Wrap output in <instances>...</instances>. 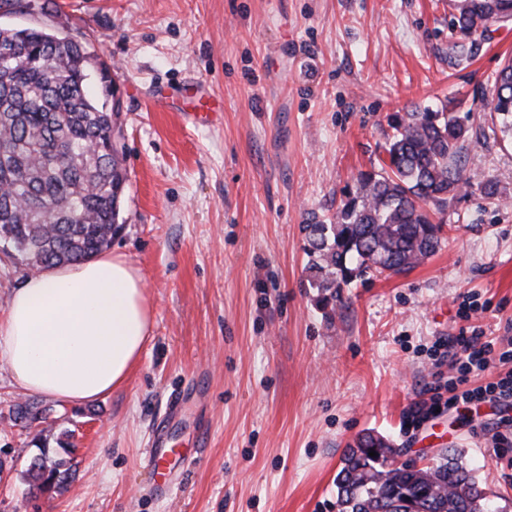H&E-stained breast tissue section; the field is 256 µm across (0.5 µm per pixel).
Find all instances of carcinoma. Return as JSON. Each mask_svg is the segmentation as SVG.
Returning <instances> with one entry per match:
<instances>
[{"mask_svg":"<svg viewBox=\"0 0 512 512\" xmlns=\"http://www.w3.org/2000/svg\"><path fill=\"white\" fill-rule=\"evenodd\" d=\"M448 65L476 48L474 36L512 21V0H454ZM76 39L33 27H0V239L39 268L90 258L121 230L120 197L128 180L113 133L121 105L104 64ZM99 75L104 101L93 102L84 85ZM483 110L512 131V63L501 69ZM469 115L448 109L395 115L382 146L380 170L362 172L355 197L336 221L302 225L313 284L340 289L369 273L406 275L438 251L448 208L489 181L465 174L461 158L477 144ZM376 456H369L370 452ZM458 450H442L430 467L399 464L395 450L367 432L349 447L336 475L339 512H497L490 493ZM29 493L65 480L62 460L41 452L27 468Z\"/></svg>","mask_w":512,"mask_h":512,"instance_id":"1","label":"carcinoma"}]
</instances>
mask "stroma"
<instances>
[{
    "label": "stroma",
    "instance_id": "obj_1",
    "mask_svg": "<svg viewBox=\"0 0 512 512\" xmlns=\"http://www.w3.org/2000/svg\"><path fill=\"white\" fill-rule=\"evenodd\" d=\"M41 2L0 24L77 36L109 67L128 173L110 251L141 274L153 320L121 389L78 406L39 398L42 422L10 418L28 397L0 363V512H338L336 474L370 431L419 467L458 449L512 512V457L492 440L499 405L400 429L435 373L456 374L429 348L457 334L462 295L488 303L471 320L486 335L512 321V139L474 99L512 60V23L453 68L452 0ZM192 78L223 102L213 124L152 108ZM449 99L478 139L466 172L498 195L457 200L440 249L409 274L369 275L334 298L313 288L303 224L333 221L377 167L389 116ZM161 428L176 480L164 497L147 467ZM37 436L71 470L32 496Z\"/></svg>",
    "mask_w": 512,
    "mask_h": 512
}]
</instances>
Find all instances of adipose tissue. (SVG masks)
I'll list each match as a JSON object with an SVG mask.
<instances>
[{
  "mask_svg": "<svg viewBox=\"0 0 512 512\" xmlns=\"http://www.w3.org/2000/svg\"><path fill=\"white\" fill-rule=\"evenodd\" d=\"M151 316L139 272L120 257L49 267L0 312V362L25 393L90 403L127 382Z\"/></svg>",
  "mask_w": 512,
  "mask_h": 512,
  "instance_id": "1",
  "label": "adipose tissue"
}]
</instances>
